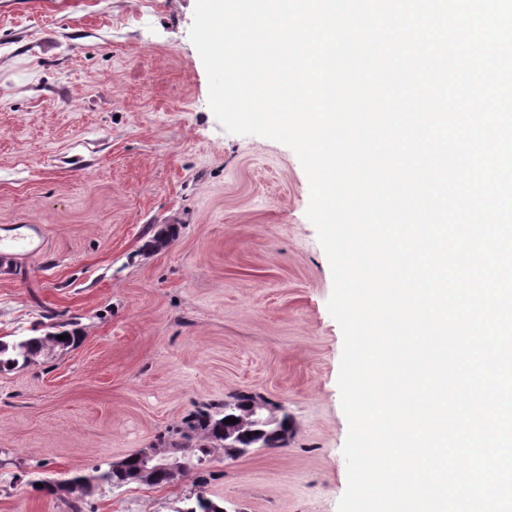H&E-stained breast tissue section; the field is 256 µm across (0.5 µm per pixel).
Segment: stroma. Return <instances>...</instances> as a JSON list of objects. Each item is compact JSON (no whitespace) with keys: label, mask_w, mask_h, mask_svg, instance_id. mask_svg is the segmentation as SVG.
<instances>
[{"label":"stroma","mask_w":512,"mask_h":512,"mask_svg":"<svg viewBox=\"0 0 512 512\" xmlns=\"http://www.w3.org/2000/svg\"><path fill=\"white\" fill-rule=\"evenodd\" d=\"M195 0H0V339L77 323L79 343L0 372V512H67L32 487L108 469L202 406L262 397L280 448L215 452L89 512H337L348 423L333 279L295 153L227 133L189 37ZM167 224L178 237L145 244ZM2 231L4 235L0 234V253L4 255L18 256L37 252L43 248L42 230L36 224H20L17 228L10 225Z\"/></svg>","instance_id":"35a3bbf8"}]
</instances>
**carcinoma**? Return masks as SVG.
Segmentation results:
<instances>
[{
  "instance_id": "cac0c4a2",
  "label": "carcinoma",
  "mask_w": 512,
  "mask_h": 512,
  "mask_svg": "<svg viewBox=\"0 0 512 512\" xmlns=\"http://www.w3.org/2000/svg\"><path fill=\"white\" fill-rule=\"evenodd\" d=\"M66 339L60 340L58 336ZM77 331L57 328L38 336H18L10 341L0 340V372L23 369L37 358H51L54 353L78 344ZM228 417L238 419L234 424L225 423ZM291 425L287 414L276 416L267 403L252 395H238L220 406L202 408L183 422L172 435L159 439L160 453L181 463L177 474L166 473L143 466L133 453L127 456L125 468H111L94 472L102 481L91 486L81 485L84 475L77 473L63 481L44 480L41 490L49 495L65 497L70 512H83L84 499L103 487L111 488L130 483L163 485L172 482L201 465L218 448L224 455L235 458L246 449L280 448L288 438Z\"/></svg>"
}]
</instances>
